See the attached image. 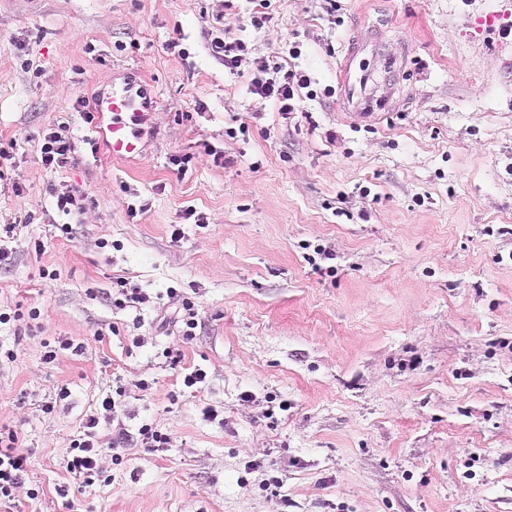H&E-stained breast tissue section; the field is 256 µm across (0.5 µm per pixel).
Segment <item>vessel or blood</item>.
<instances>
[{
    "instance_id": "obj_1",
    "label": "vessel or blood",
    "mask_w": 512,
    "mask_h": 512,
    "mask_svg": "<svg viewBox=\"0 0 512 512\" xmlns=\"http://www.w3.org/2000/svg\"><path fill=\"white\" fill-rule=\"evenodd\" d=\"M357 58V51L352 50L345 54L339 64L344 72L338 83L341 97L362 110L387 108V101L375 99L369 93V75L365 68L357 66ZM95 115L108 120L102 134L104 146L113 157L125 159L139 153L138 126L144 114L130 89L101 97L96 104Z\"/></svg>"
}]
</instances>
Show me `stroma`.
<instances>
[{
    "mask_svg": "<svg viewBox=\"0 0 512 512\" xmlns=\"http://www.w3.org/2000/svg\"><path fill=\"white\" fill-rule=\"evenodd\" d=\"M257 4L0 0V233L21 228L0 307L40 311L0 327L19 512H512V0H271L255 29ZM216 18L251 46L236 71L207 48ZM353 38L389 109L339 96ZM277 63L311 80L286 117L251 91ZM129 81L152 107L115 160L81 111ZM49 132L75 144L54 171ZM74 187L91 205L58 213ZM117 277L157 303L113 309ZM50 337L84 350L44 363ZM117 379L112 481L75 488L70 441ZM144 423L166 451L139 448ZM166 293L169 301L175 305L173 315L175 324L178 322L181 324L180 335L183 339H192L199 324V314L195 302L176 288H167Z\"/></svg>",
    "mask_w": 512,
    "mask_h": 512,
    "instance_id": "35a3bbf8",
    "label": "stroma"
}]
</instances>
